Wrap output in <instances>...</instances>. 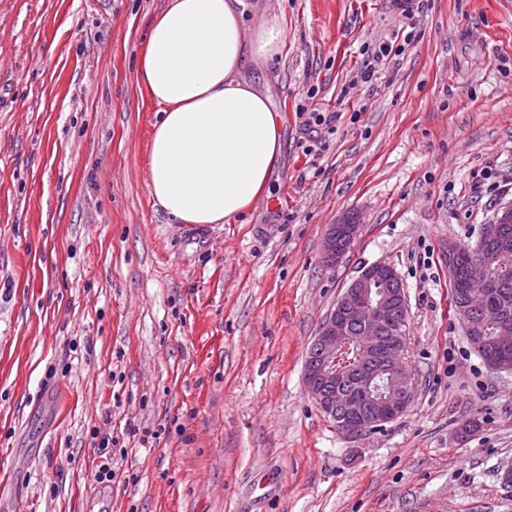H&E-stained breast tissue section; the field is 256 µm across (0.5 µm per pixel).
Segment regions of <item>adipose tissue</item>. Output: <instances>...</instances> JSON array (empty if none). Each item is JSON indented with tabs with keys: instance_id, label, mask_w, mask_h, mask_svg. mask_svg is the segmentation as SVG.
I'll use <instances>...</instances> for the list:
<instances>
[{
	"instance_id": "1",
	"label": "adipose tissue",
	"mask_w": 512,
	"mask_h": 512,
	"mask_svg": "<svg viewBox=\"0 0 512 512\" xmlns=\"http://www.w3.org/2000/svg\"><path fill=\"white\" fill-rule=\"evenodd\" d=\"M284 42L280 15L248 28L244 0H168L152 19L138 67L161 107L148 188L171 221L229 223L266 189L281 117L241 72L246 59L274 61Z\"/></svg>"
}]
</instances>
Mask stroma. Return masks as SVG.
Wrapping results in <instances>:
<instances>
[{
    "label": "stroma",
    "instance_id": "35a3bbf8",
    "mask_svg": "<svg viewBox=\"0 0 512 512\" xmlns=\"http://www.w3.org/2000/svg\"><path fill=\"white\" fill-rule=\"evenodd\" d=\"M166 3L0 0V512H512V372L469 346L442 261L512 204V0H415L410 20L395 0H247L249 27L284 19L280 58L245 69L282 152L242 217L205 225L148 190L138 58ZM312 103L334 128L305 124ZM376 262L407 289L417 392L351 442L304 364ZM358 223L357 217L352 215L330 226L323 243V258L327 263L337 262L347 250L345 245H352L359 233Z\"/></svg>",
    "mask_w": 512,
    "mask_h": 512
}]
</instances>
